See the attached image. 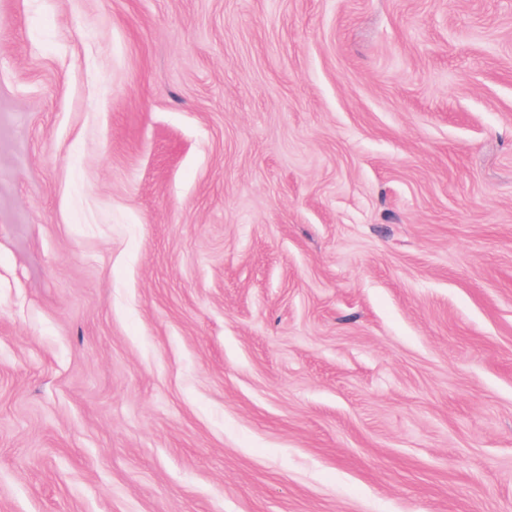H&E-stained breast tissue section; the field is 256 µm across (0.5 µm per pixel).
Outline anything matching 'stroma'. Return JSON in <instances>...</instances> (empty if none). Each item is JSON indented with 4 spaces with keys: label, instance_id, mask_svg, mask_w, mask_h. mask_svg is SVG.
<instances>
[{
    "label": "stroma",
    "instance_id": "1",
    "mask_svg": "<svg viewBox=\"0 0 512 512\" xmlns=\"http://www.w3.org/2000/svg\"><path fill=\"white\" fill-rule=\"evenodd\" d=\"M0 512H512V0H0Z\"/></svg>",
    "mask_w": 512,
    "mask_h": 512
}]
</instances>
